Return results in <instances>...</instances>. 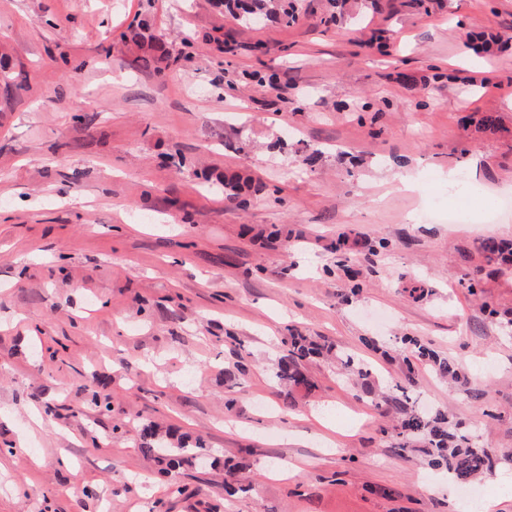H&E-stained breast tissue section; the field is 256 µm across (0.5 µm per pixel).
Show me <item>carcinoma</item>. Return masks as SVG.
<instances>
[{"label": "carcinoma", "instance_id": "obj_1", "mask_svg": "<svg viewBox=\"0 0 512 512\" xmlns=\"http://www.w3.org/2000/svg\"><path fill=\"white\" fill-rule=\"evenodd\" d=\"M224 6L231 16L244 25L251 24L261 17L280 23L286 27L298 22L299 14L292 0H224ZM152 53L141 56L138 62L145 69L152 70L160 80L169 78V65L166 61L169 50L164 43L156 42L150 45ZM257 192L252 185L238 177L224 178V198L240 206L249 203V197ZM487 262L498 265L512 264V243L496 238H488L481 245ZM401 343L412 350L414 356L430 364L437 374L451 385H462L467 382L460 367L440 357L419 340L404 336ZM285 353L280 357L275 372V380L286 388L284 398L292 397L294 390L313 387L310 379L303 371L306 361L315 357L330 354V349L310 336L291 333L284 340ZM337 368L344 374L354 376L363 381L366 390H371L367 379L369 368L351 354L335 356ZM399 394L388 398L400 414L398 424L394 427L400 438L399 447L415 439H422L428 445V466L434 469H444L459 483H468L490 467V460L485 451L476 441L448 422L443 414L428 416L408 406L409 397L406 388L397 387ZM140 449L165 466L166 473L171 474L181 467L193 465L197 459L205 456L200 442H192L169 430L165 434L151 428L142 433Z\"/></svg>", "mask_w": 512, "mask_h": 512}]
</instances>
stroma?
<instances>
[{
	"instance_id": "35a3bbf8",
	"label": "stroma",
	"mask_w": 512,
	"mask_h": 512,
	"mask_svg": "<svg viewBox=\"0 0 512 512\" xmlns=\"http://www.w3.org/2000/svg\"><path fill=\"white\" fill-rule=\"evenodd\" d=\"M297 6L285 27L218 0H0V512H454L424 445L385 432L399 384L488 452L467 512H512V268L460 283L512 211L453 224L481 204L447 190L464 169L512 197V0ZM137 23L166 82L118 41ZM228 173L282 204L227 202ZM292 330L369 364L372 391L319 358L284 405ZM403 336L466 385L407 372ZM146 424L212 455L160 474ZM150 49L153 51L152 54L141 56L136 61L140 62L143 68L152 70L158 79L166 81L170 76V70L168 63H164L169 57V50L159 41L151 44ZM401 343L410 348L416 358L430 364L441 378L448 380L450 385H462L467 382L465 374L456 363L440 357L414 337L403 336Z\"/></svg>"
}]
</instances>
